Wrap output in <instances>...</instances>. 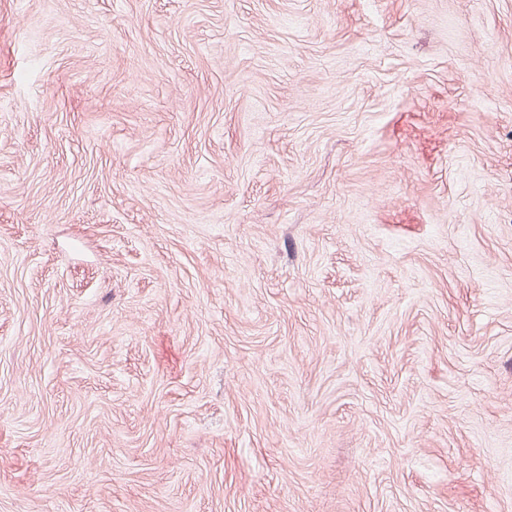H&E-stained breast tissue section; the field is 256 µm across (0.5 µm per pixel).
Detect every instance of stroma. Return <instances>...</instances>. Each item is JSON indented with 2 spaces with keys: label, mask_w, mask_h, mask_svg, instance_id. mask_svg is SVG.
Here are the masks:
<instances>
[{
  "label": "stroma",
  "mask_w": 512,
  "mask_h": 512,
  "mask_svg": "<svg viewBox=\"0 0 512 512\" xmlns=\"http://www.w3.org/2000/svg\"><path fill=\"white\" fill-rule=\"evenodd\" d=\"M0 512H512V0H0Z\"/></svg>",
  "instance_id": "stroma-1"
}]
</instances>
